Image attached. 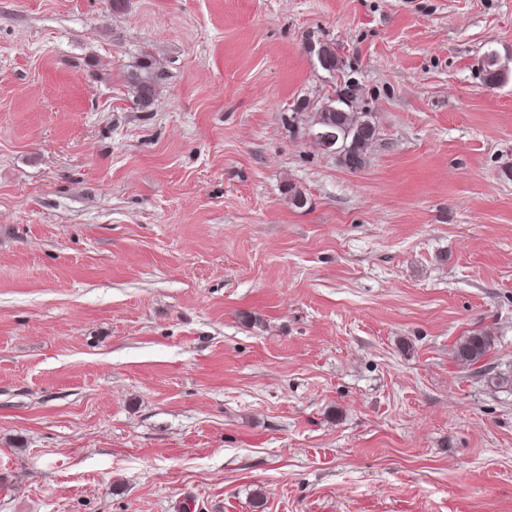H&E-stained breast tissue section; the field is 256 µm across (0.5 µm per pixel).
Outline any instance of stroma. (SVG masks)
<instances>
[{"mask_svg":"<svg viewBox=\"0 0 512 512\" xmlns=\"http://www.w3.org/2000/svg\"><path fill=\"white\" fill-rule=\"evenodd\" d=\"M348 76L358 171L288 120ZM472 330L512 372V0H0V512H512ZM321 68L327 72L333 73L341 69L342 61L336 53L335 47L330 43H319L310 49ZM153 64H146L141 67L145 70L143 74H134L130 78L137 102L142 106H149L156 93L157 75L152 71ZM490 348L488 337L475 332L459 339L454 347V358L462 366H474L489 353Z\"/></svg>","mask_w":512,"mask_h":512,"instance_id":"35a3bbf8","label":"stroma"}]
</instances>
